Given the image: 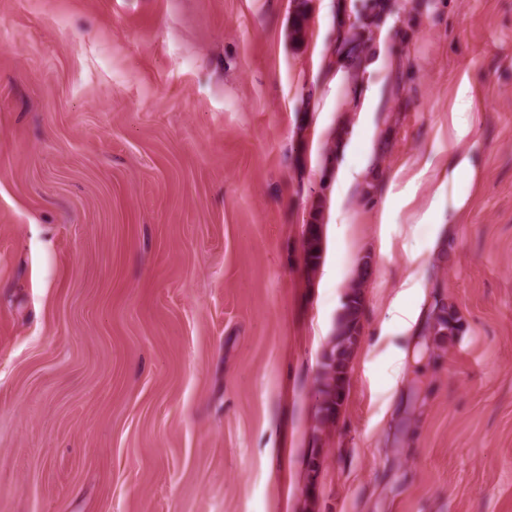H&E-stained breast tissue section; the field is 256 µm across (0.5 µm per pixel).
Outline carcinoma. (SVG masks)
<instances>
[{"label":"carcinoma","instance_id":"carcinoma-1","mask_svg":"<svg viewBox=\"0 0 512 512\" xmlns=\"http://www.w3.org/2000/svg\"><path fill=\"white\" fill-rule=\"evenodd\" d=\"M384 5L376 0L373 3V12L365 20L351 26L349 41L347 44L361 46L365 42V36L379 27L382 21ZM323 231L318 218L307 224L303 242L304 262L313 274L319 267L323 254ZM372 275V265L369 258H362L356 275L346 285L342 312L340 313L333 336L332 345L324 356L321 375L319 378V390L327 395L342 397L345 395L349 384L348 373L351 356L358 345L360 335V320L364 307L363 288ZM428 319L434 320V335L453 333L459 322L452 307L440 300L431 306Z\"/></svg>","mask_w":512,"mask_h":512}]
</instances>
